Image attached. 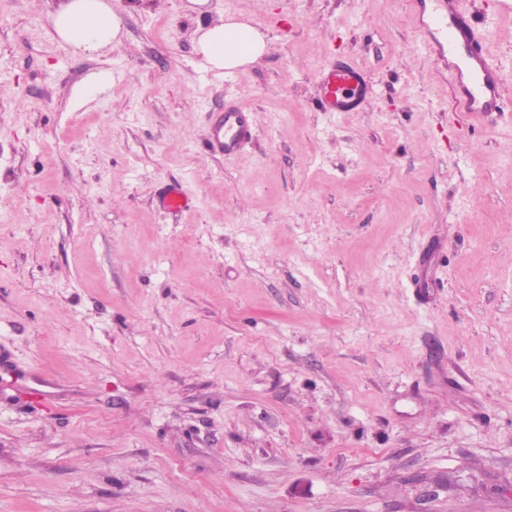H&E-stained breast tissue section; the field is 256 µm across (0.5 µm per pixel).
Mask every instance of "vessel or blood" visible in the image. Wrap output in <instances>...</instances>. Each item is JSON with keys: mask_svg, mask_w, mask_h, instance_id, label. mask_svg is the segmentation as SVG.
I'll return each mask as SVG.
<instances>
[{"mask_svg": "<svg viewBox=\"0 0 512 512\" xmlns=\"http://www.w3.org/2000/svg\"><path fill=\"white\" fill-rule=\"evenodd\" d=\"M414 27L428 55L451 79L450 109L471 122L512 107L505 90L504 69L488 48L479 19L468 0H412ZM316 106L322 112H358L364 109L371 85L366 71L352 62H331L317 74ZM253 135V114L242 106L225 108L212 124L207 148L233 158ZM158 205L167 211L189 210L193 200L178 184L164 187Z\"/></svg>", "mask_w": 512, "mask_h": 512, "instance_id": "b4317fda", "label": "vessel or blood"}]
</instances>
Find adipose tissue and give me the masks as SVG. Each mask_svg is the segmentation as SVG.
<instances>
[{"label":"adipose tissue","mask_w":512,"mask_h":512,"mask_svg":"<svg viewBox=\"0 0 512 512\" xmlns=\"http://www.w3.org/2000/svg\"><path fill=\"white\" fill-rule=\"evenodd\" d=\"M47 18L53 37L82 55H102L120 43L123 35L111 0H56L49 5ZM196 49L207 67L220 74L257 61L267 43L250 23L226 17L200 30Z\"/></svg>","instance_id":"obj_1"}]
</instances>
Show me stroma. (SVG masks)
<instances>
[{"instance_id":"1","label":"stroma","mask_w":512,"mask_h":512,"mask_svg":"<svg viewBox=\"0 0 512 512\" xmlns=\"http://www.w3.org/2000/svg\"><path fill=\"white\" fill-rule=\"evenodd\" d=\"M135 2L88 58L0 0V512H512V112L451 111L409 0ZM221 13L268 43L227 79ZM316 107L321 112H360L371 95L366 71L353 62H331L317 74ZM253 135V114L243 106L224 109L212 124L207 149L230 159L238 155ZM157 203L164 210L180 213L189 210L193 200L181 185L170 184L158 193Z\"/></svg>"}]
</instances>
